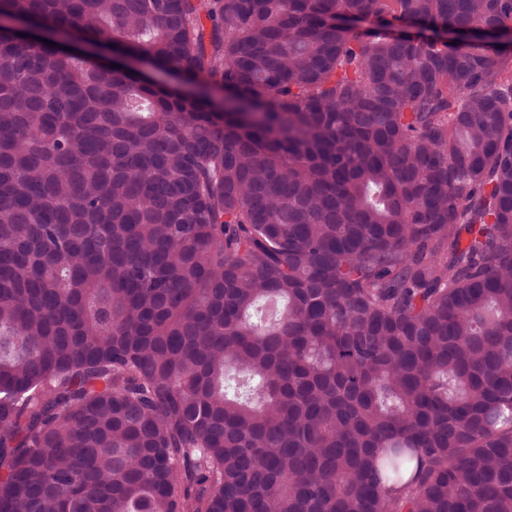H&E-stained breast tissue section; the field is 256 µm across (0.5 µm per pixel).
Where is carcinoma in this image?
I'll list each match as a JSON object with an SVG mask.
<instances>
[{"mask_svg": "<svg viewBox=\"0 0 512 512\" xmlns=\"http://www.w3.org/2000/svg\"><path fill=\"white\" fill-rule=\"evenodd\" d=\"M405 24L512 0H0V512H512V51Z\"/></svg>", "mask_w": 512, "mask_h": 512, "instance_id": "carcinoma-1", "label": "carcinoma"}]
</instances>
